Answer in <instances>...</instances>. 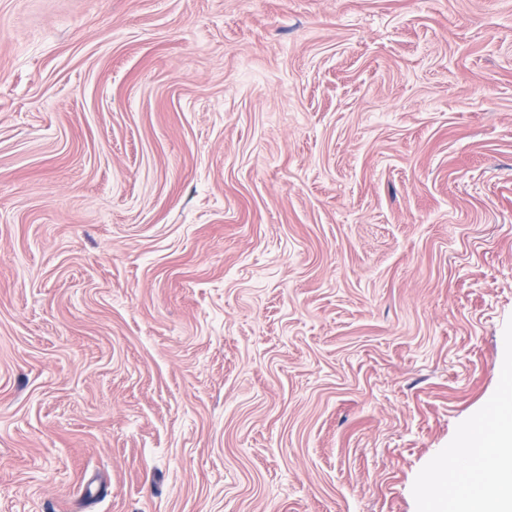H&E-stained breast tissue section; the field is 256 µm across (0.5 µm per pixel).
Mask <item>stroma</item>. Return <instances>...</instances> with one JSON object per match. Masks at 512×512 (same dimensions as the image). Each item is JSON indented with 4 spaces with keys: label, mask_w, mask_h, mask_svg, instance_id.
Masks as SVG:
<instances>
[{
    "label": "stroma",
    "mask_w": 512,
    "mask_h": 512,
    "mask_svg": "<svg viewBox=\"0 0 512 512\" xmlns=\"http://www.w3.org/2000/svg\"><path fill=\"white\" fill-rule=\"evenodd\" d=\"M511 362L512 0H0V512H423Z\"/></svg>",
    "instance_id": "stroma-1"
}]
</instances>
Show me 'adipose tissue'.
Segmentation results:
<instances>
[{"instance_id":"1","label":"adipose tissue","mask_w":512,"mask_h":512,"mask_svg":"<svg viewBox=\"0 0 512 512\" xmlns=\"http://www.w3.org/2000/svg\"><path fill=\"white\" fill-rule=\"evenodd\" d=\"M494 430L481 436L479 430L463 433L458 451L439 467L437 479L447 482L459 476V466L466 461L473 448L485 444L492 452L481 463L471 492L449 500L447 495L427 502L428 512H512V412L498 409L492 418Z\"/></svg>"}]
</instances>
